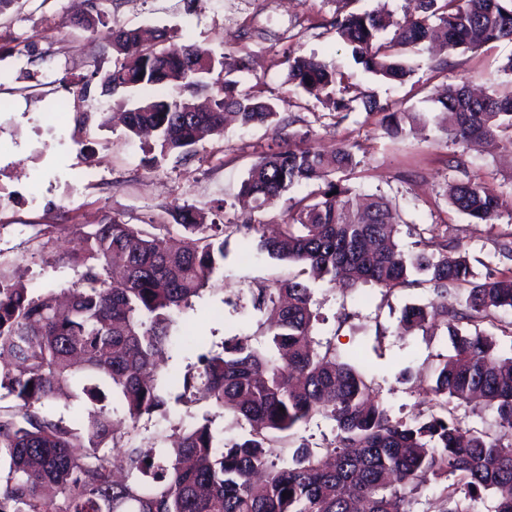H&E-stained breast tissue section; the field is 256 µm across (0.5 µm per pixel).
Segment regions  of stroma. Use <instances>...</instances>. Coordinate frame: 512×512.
Instances as JSON below:
<instances>
[{
  "label": "stroma",
  "mask_w": 512,
  "mask_h": 512,
  "mask_svg": "<svg viewBox=\"0 0 512 512\" xmlns=\"http://www.w3.org/2000/svg\"><path fill=\"white\" fill-rule=\"evenodd\" d=\"M336 7L335 0H101V19L86 30L73 22L85 12V0H0V263L39 295L79 280L83 268L68 254L76 233L90 224L114 220L148 233L164 224L179 239L184 230L175 214L183 205L195 207L208 224L269 231L286 218L284 203L257 209L239 196L250 166L279 142L272 128L227 123L223 134L203 137L189 156H158L152 139L128 135L115 119L124 110L119 96L101 85L116 61L111 41L118 23L170 29L171 49L195 42L231 60L248 55L243 87L272 100L290 132L302 135L303 146L329 155L340 144L351 146L358 167L348 186L391 201L404 250L415 249L423 228L442 224L449 254L466 253L476 281L511 271L512 256L500 246L512 241V218L475 222L449 207L445 188L455 176L448 161L456 156L469 174L497 190H512V148L483 144L464 150L441 142L431 123L394 138L380 114L358 106L339 119L324 102L286 86V57L296 49L335 62L359 91L374 93L392 109H430L438 83L432 59L411 56L414 73L402 82L364 72L328 24ZM511 57L507 40L456 52L448 57V80L477 88L493 79L507 81L501 67ZM82 83L86 92H76ZM56 224L70 225V233L46 234V226ZM243 239L240 233L229 239L224 265L207 291L177 316L203 338L204 350L221 351L228 336L254 333L260 314L252 306L253 290L301 271L298 264L263 254L242 257ZM313 289L321 315L316 338L331 341L342 354L362 350L359 367L393 418L410 423L425 415L431 395L421 378L437 355L447 354V329L439 321L424 331H407L400 317L405 306L432 301L431 285L415 283L386 294L370 285L344 291L320 281ZM207 419L221 438L246 432L210 402L171 401L165 413L141 419L132 436L148 448L174 428ZM335 435L334 421L318 415L295 429L290 444L272 443L269 455L284 459L288 445L316 449Z\"/></svg>",
  "instance_id": "1"
}]
</instances>
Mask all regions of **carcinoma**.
Masks as SVG:
<instances>
[{
	"instance_id": "obj_1",
	"label": "carcinoma",
	"mask_w": 512,
	"mask_h": 512,
	"mask_svg": "<svg viewBox=\"0 0 512 512\" xmlns=\"http://www.w3.org/2000/svg\"><path fill=\"white\" fill-rule=\"evenodd\" d=\"M417 14L395 19L381 7L336 11L331 22L355 63L381 80L413 73L412 54L478 50L512 40V0H415ZM112 51L120 63L103 88L118 92L168 88L146 95L125 114L128 133H156L161 155L193 150L199 133L220 134L224 115L241 125L281 128L272 102L241 87L235 73L248 57L225 63L198 44L178 50L147 46L137 29L115 25ZM286 83L332 103L336 113L358 101L383 114L398 137L419 113L392 111L375 95H350L335 64L314 56L287 57ZM210 92L198 112L192 97ZM433 100L446 141L459 147L498 139L512 146V89L480 95L448 83ZM357 166L341 147L333 169L323 154L298 144L268 152L250 167L240 194L255 207L273 205L302 184L318 189L289 199L288 219L254 248L293 261L342 289L371 284L388 290L416 283L433 287L429 305H410L401 322L423 328L440 317L451 350L437 355L429 377L434 401L427 416L395 420L366 375L331 344L313 337L319 313L313 289L298 278L258 289L254 308L268 315L260 335H234L220 353L198 355L196 371L158 374L155 358L178 331L175 314L191 306L223 266L225 230L202 223L191 207L177 208L186 232L179 245L130 224H96L77 238L75 258L86 267L60 303L54 293L35 296L0 268V391L15 405L0 407V512H411L403 508L423 485L444 478L440 512H469L464 502L491 492L493 512H512V355L478 320L512 308V275L477 283L465 256L422 248L405 252L390 202L372 195L357 205L351 190L329 172ZM448 203L479 223L512 216V192L490 188L462 171L448 182ZM184 403L208 400L248 425L241 440L224 441L207 422L170 435L157 457L125 441L124 422L165 412L167 395ZM90 407L76 427L40 408L59 395ZM118 399L125 419L112 418ZM479 399L496 412L502 430L462 427L450 405ZM322 415L335 422L333 445L316 453L295 448L282 466L268 445L288 439L300 423ZM123 445L122 479L112 476V449Z\"/></svg>"
}]
</instances>
